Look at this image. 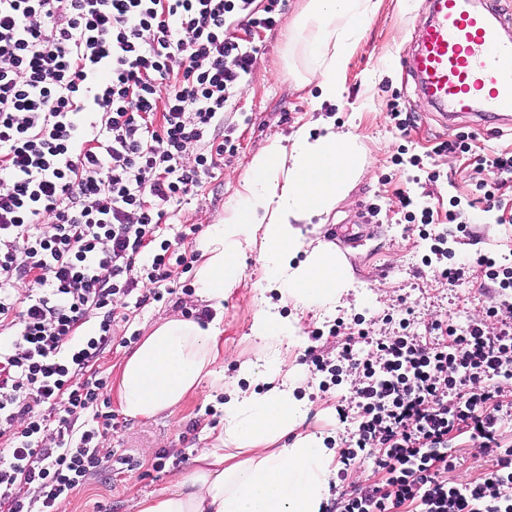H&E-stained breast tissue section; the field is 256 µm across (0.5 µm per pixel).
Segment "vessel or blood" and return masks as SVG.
Returning a JSON list of instances; mask_svg holds the SVG:
<instances>
[{"label":"vessel or blood","instance_id":"obj_1","mask_svg":"<svg viewBox=\"0 0 512 512\" xmlns=\"http://www.w3.org/2000/svg\"><path fill=\"white\" fill-rule=\"evenodd\" d=\"M512 19L467 0H429V19L402 67L443 117L512 113Z\"/></svg>","mask_w":512,"mask_h":512}]
</instances>
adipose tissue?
<instances>
[{
    "instance_id": "ef3b65f1",
    "label": "adipose tissue",
    "mask_w": 512,
    "mask_h": 512,
    "mask_svg": "<svg viewBox=\"0 0 512 512\" xmlns=\"http://www.w3.org/2000/svg\"><path fill=\"white\" fill-rule=\"evenodd\" d=\"M373 11L371 0H307L295 18L288 47L301 49L322 101L342 94L351 38ZM360 163L353 137L330 122L320 134L302 130L292 145L255 155L244 194L204 239L196 272L201 296L221 304L239 280L242 255L256 248L265 279L281 299L308 309L335 303L350 272L331 246L303 250L299 224L333 210ZM250 332L261 347L239 371L268 382V389L245 392L224 384L219 446L202 449L183 479L138 499L136 512H320L333 453L321 438L298 431L303 405L287 382L288 360L280 351L299 344L297 328L263 309ZM217 336L215 324L185 318L156 326L122 364V412L153 417L182 403L204 380L218 379Z\"/></svg>"
}]
</instances>
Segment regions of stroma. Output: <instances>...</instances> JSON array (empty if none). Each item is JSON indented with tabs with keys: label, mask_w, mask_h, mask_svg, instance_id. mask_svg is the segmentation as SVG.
I'll return each instance as SVG.
<instances>
[{
	"label": "stroma",
	"mask_w": 512,
	"mask_h": 512,
	"mask_svg": "<svg viewBox=\"0 0 512 512\" xmlns=\"http://www.w3.org/2000/svg\"><path fill=\"white\" fill-rule=\"evenodd\" d=\"M306 2L284 0L274 30L239 29V37L258 46L259 52L241 94L222 119L233 129L224 160L202 177L191 195L168 206L159 239L149 245L155 252L161 240L178 239L177 250L188 262L171 265L169 278L159 288L161 300L139 307L135 296H118L114 307L126 319L117 323L114 334L126 337L128 343L113 344L96 368L109 383H116L123 359L157 322L192 318L205 309L194 277L199 246L210 224L244 193L253 157L298 131H313L332 121L337 128L353 132L363 162L335 208L301 222L300 228L304 240L327 244L336 231H346L347 242L339 254L351 273L350 288L339 302L324 307L305 309L281 301L264 279L259 251L246 252L239 282L222 303L218 340L224 355L216 368L225 381L236 380L241 388H248V381L238 378V365L256 349L250 334L256 313L270 306L282 318L296 322L301 343L289 347L288 364L294 369V395L307 409L301 429L322 435L326 446L335 450L348 429L337 406L351 396L355 377L347 374L338 384L322 386L321 374L305 359L307 346L318 345L326 357H336L343 339L328 330L339 318L348 323L360 320L374 339L392 335L405 316L411 319L412 332L420 336L437 320L464 327L485 319L497 285L484 276L476 259L488 254L512 262V223H498L496 213L478 207L468 209L465 232L448 240L457 263L466 269L463 282L451 286L432 265L430 243L422 238L420 224L402 211L400 195L410 192L419 205L433 210L435 219L446 222L451 203L476 197L478 180L472 157L451 151V144L463 140L478 152L512 153V124L500 123L489 131L474 116L442 120L417 91L400 57L418 32L417 20L428 16L427 0H377L347 60L341 98L318 104L317 84L307 81L301 56L284 52L291 22ZM394 102L408 119L407 132L395 127L390 115ZM414 157L421 159V167L411 165ZM430 171L439 173L438 182L427 180ZM373 203L381 208L375 216L368 212ZM108 402L112 428L99 441L104 463L58 512H134L138 496L159 492L186 473L201 449L215 446L224 427V391L208 383L181 404L147 419L124 415L116 396H109ZM452 444L455 459L440 474L448 484H467L492 469L493 459L483 453L472 429L458 431ZM377 479L372 461L334 462L323 512H334L339 494Z\"/></svg>",
	"instance_id": "obj_1"
}]
</instances>
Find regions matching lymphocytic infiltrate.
Instances as JSON below:
<instances>
[{"instance_id":"obj_1","label":"lymphocytic infiltrate","mask_w":512,"mask_h":512,"mask_svg":"<svg viewBox=\"0 0 512 512\" xmlns=\"http://www.w3.org/2000/svg\"><path fill=\"white\" fill-rule=\"evenodd\" d=\"M281 0H0V512H57L101 466L112 427L108 381L94 369L112 342L116 295L167 206L212 173L220 118L241 93L257 46L238 26L272 30ZM201 145L193 162L190 146ZM506 210L512 154L478 158ZM498 289L499 330L434 323L436 344L402 333L366 356L347 336L316 371L359 379L339 415L353 428L341 456L374 449L383 485L341 498L336 512H512V422L492 380L512 381V268L483 255ZM97 327L83 331L89 314ZM470 427L495 457L484 477L454 486L450 435Z\"/></svg>"}]
</instances>
